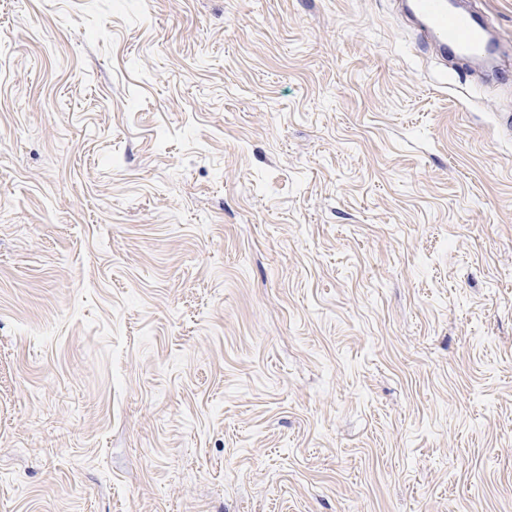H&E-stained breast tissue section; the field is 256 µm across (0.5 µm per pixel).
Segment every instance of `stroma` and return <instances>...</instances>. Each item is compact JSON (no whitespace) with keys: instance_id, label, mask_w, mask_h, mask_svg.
Listing matches in <instances>:
<instances>
[{"instance_id":"obj_1","label":"stroma","mask_w":512,"mask_h":512,"mask_svg":"<svg viewBox=\"0 0 512 512\" xmlns=\"http://www.w3.org/2000/svg\"><path fill=\"white\" fill-rule=\"evenodd\" d=\"M0 512H512V82L395 0H0Z\"/></svg>"}]
</instances>
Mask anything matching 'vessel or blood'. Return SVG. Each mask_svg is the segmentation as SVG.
<instances>
[{
	"mask_svg": "<svg viewBox=\"0 0 512 512\" xmlns=\"http://www.w3.org/2000/svg\"><path fill=\"white\" fill-rule=\"evenodd\" d=\"M400 6L416 39L434 45L445 59L471 60L486 50L493 33L484 15L459 12L453 0H401Z\"/></svg>",
	"mask_w": 512,
	"mask_h": 512,
	"instance_id": "vessel-or-blood-1",
	"label": "vessel or blood"
}]
</instances>
